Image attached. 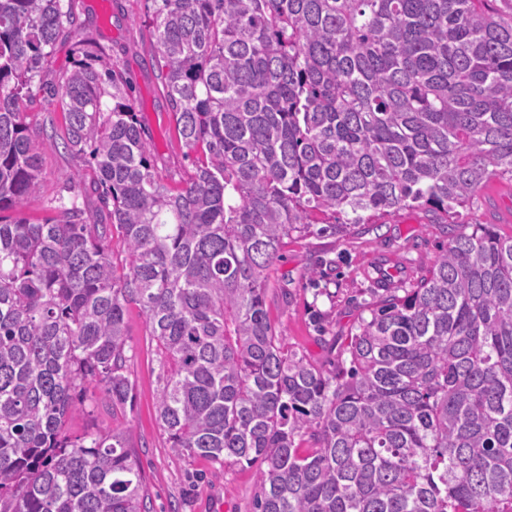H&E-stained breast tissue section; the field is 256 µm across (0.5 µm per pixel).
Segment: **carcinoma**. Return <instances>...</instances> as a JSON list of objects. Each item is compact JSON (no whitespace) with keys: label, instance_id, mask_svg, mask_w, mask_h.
Here are the masks:
<instances>
[{"label":"carcinoma","instance_id":"carcinoma-1","mask_svg":"<svg viewBox=\"0 0 512 512\" xmlns=\"http://www.w3.org/2000/svg\"><path fill=\"white\" fill-rule=\"evenodd\" d=\"M149 2L193 165L176 185L72 0H0V512H151L124 432L67 429L90 382L114 416L131 399V306L156 341L169 448L223 468L261 460L256 512H512V236L458 225L328 370L266 311L271 266L312 214H352L337 232L367 212L443 217L512 180V13L487 0ZM64 33L77 55L49 92L64 148L95 176L65 186L48 222L7 221L54 144L24 104Z\"/></svg>","mask_w":512,"mask_h":512}]
</instances>
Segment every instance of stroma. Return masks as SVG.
I'll list each match as a JSON object with an SVG mask.
<instances>
[{
	"instance_id": "obj_1",
	"label": "stroma",
	"mask_w": 512,
	"mask_h": 512,
	"mask_svg": "<svg viewBox=\"0 0 512 512\" xmlns=\"http://www.w3.org/2000/svg\"><path fill=\"white\" fill-rule=\"evenodd\" d=\"M108 2L109 8L103 12L98 0H73L75 16L126 78L160 175L179 179L190 163L159 80L155 36L145 20L147 6L144 0ZM73 56L71 41L60 38L32 86L34 102L27 108L31 124L53 127L59 137L64 134V117L49 101L43 85L70 69ZM41 171L40 192L12 210V217L33 224L53 218L54 199L63 186L93 176L85 160L61 147L42 151ZM323 221V215H315L309 232L286 239L271 271L266 310L289 348L329 368L354 333L360 315L378 300L381 289L410 287L447 244L454 224H492L502 236L512 235V180L492 178L470 206L446 220L417 207L372 217L339 234L324 228ZM312 268L318 275L311 279L306 272ZM125 320L128 373L133 382L126 413L112 417L104 386L90 383L83 410L68 421L70 434L125 430L143 471L153 512H254L259 487L253 467L244 464L224 469L202 458L172 454L155 408L156 342L138 307H130Z\"/></svg>"
}]
</instances>
